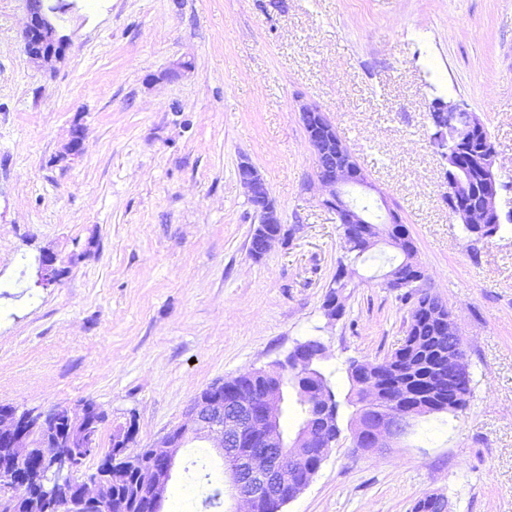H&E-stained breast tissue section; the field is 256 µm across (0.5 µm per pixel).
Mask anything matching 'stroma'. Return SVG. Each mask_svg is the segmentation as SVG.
I'll list each match as a JSON object with an SVG mask.
<instances>
[{"mask_svg":"<svg viewBox=\"0 0 512 512\" xmlns=\"http://www.w3.org/2000/svg\"><path fill=\"white\" fill-rule=\"evenodd\" d=\"M64 60L31 64L26 0H0V404L104 409L148 446L206 387L268 369L306 339L328 348L343 401L348 360L399 347L411 304L389 289L380 244L322 303L340 226L299 121L318 106L369 181L353 195L395 210L429 285L465 339L472 395L459 416L418 419L376 453L349 431L283 512H512V234L471 244L444 197L429 105L464 102L512 182V0H70ZM188 60L191 70L177 71ZM82 155L59 156L74 123ZM248 158L288 232L259 260V222L237 177ZM53 252L62 274L37 286ZM215 439L181 448L164 512H225L192 469Z\"/></svg>","mask_w":512,"mask_h":512,"instance_id":"stroma-1","label":"stroma"}]
</instances>
